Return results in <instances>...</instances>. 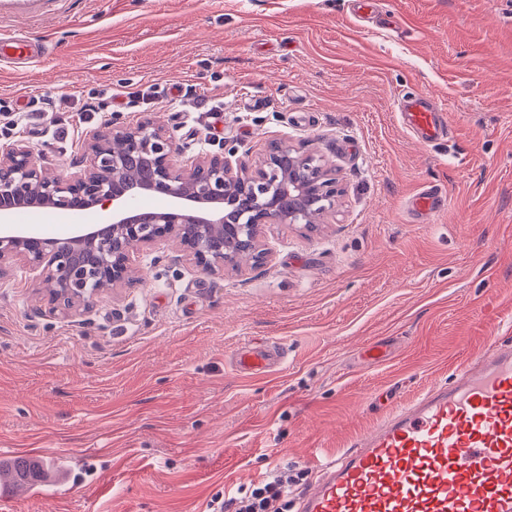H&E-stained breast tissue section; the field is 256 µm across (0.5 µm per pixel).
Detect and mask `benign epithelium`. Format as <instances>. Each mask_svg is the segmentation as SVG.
Returning <instances> with one entry per match:
<instances>
[{
	"label": "benign epithelium",
	"instance_id": "7a95c632",
	"mask_svg": "<svg viewBox=\"0 0 512 512\" xmlns=\"http://www.w3.org/2000/svg\"><path fill=\"white\" fill-rule=\"evenodd\" d=\"M281 150L294 155L283 175L270 159ZM50 167L47 154L23 139L0 144V279L27 268L51 309L67 317L92 311L101 279L114 290L140 282V253L158 244L206 274L239 269L242 260L215 254L214 243L224 235V206L243 193L251 207L239 215L237 231L254 265L268 261L267 226L309 223L312 195L328 201L322 218L336 204L333 169L285 142L273 143L255 164L234 152L186 159L151 115L134 123L114 119L90 134L68 175H52ZM145 199L156 205L143 208ZM21 207L45 209L74 229L65 237L30 232L13 223ZM93 211L106 213L102 224L76 223V213Z\"/></svg>",
	"mask_w": 512,
	"mask_h": 512
}]
</instances>
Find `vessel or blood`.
<instances>
[{"mask_svg": "<svg viewBox=\"0 0 512 512\" xmlns=\"http://www.w3.org/2000/svg\"><path fill=\"white\" fill-rule=\"evenodd\" d=\"M45 0H0L15 18L41 15ZM16 64L34 63L41 47L23 33L0 35ZM404 119L426 141L442 139L444 117L420 96ZM445 201L427 188L407 204L430 217ZM278 352L244 345L240 370L268 372ZM296 512H512V346L489 337L485 352L458 378L429 387L351 440L318 469Z\"/></svg>", "mask_w": 512, "mask_h": 512, "instance_id": "obj_1", "label": "vessel or blood"}]
</instances>
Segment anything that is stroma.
I'll return each instance as SVG.
<instances>
[{
	"label": "stroma",
	"mask_w": 512,
	"mask_h": 512,
	"mask_svg": "<svg viewBox=\"0 0 512 512\" xmlns=\"http://www.w3.org/2000/svg\"><path fill=\"white\" fill-rule=\"evenodd\" d=\"M356 2L54 0L23 24L55 50L0 64V125L21 116L56 173L112 117L149 113L189 158L287 141L341 192L314 228H266L267 264L210 275L161 245L77 318L24 270L1 279L0 461L53 469L39 495L1 490L0 512H204L275 467L312 480L314 459L512 337V0ZM409 93L443 110L445 139L408 130ZM92 96L111 111H82ZM428 185L445 209L410 220ZM251 341L283 363L239 371Z\"/></svg>",
	"instance_id": "35a3bbf8"
}]
</instances>
